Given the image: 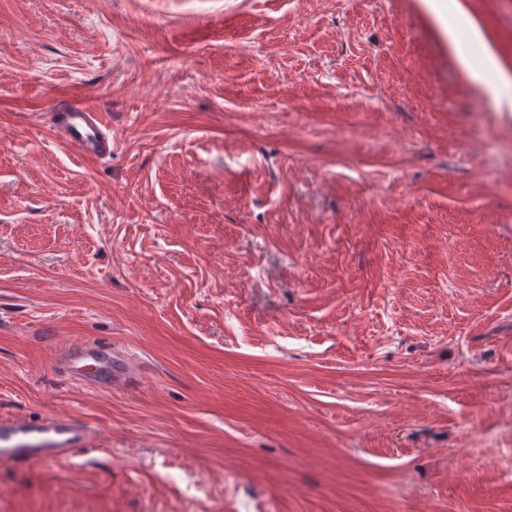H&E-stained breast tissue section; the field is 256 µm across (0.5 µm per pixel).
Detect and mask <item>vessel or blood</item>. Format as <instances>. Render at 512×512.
Instances as JSON below:
<instances>
[{
  "instance_id": "1",
  "label": "vessel or blood",
  "mask_w": 512,
  "mask_h": 512,
  "mask_svg": "<svg viewBox=\"0 0 512 512\" xmlns=\"http://www.w3.org/2000/svg\"><path fill=\"white\" fill-rule=\"evenodd\" d=\"M52 125L82 156H105L112 152L110 130L101 113L83 102L70 100L57 106L52 113ZM59 362L69 376L89 386L104 375L110 386L119 387L130 376L126 357L108 343L87 341L69 346ZM90 436L87 425L67 419L0 420V463L23 465L63 459Z\"/></svg>"
}]
</instances>
